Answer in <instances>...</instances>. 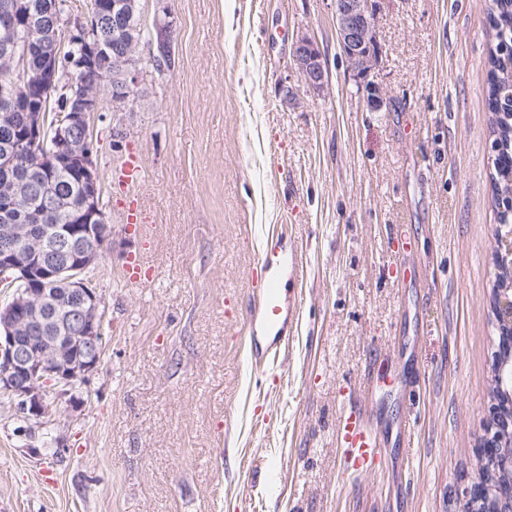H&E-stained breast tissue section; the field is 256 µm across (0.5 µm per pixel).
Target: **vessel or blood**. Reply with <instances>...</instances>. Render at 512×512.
<instances>
[{"mask_svg": "<svg viewBox=\"0 0 512 512\" xmlns=\"http://www.w3.org/2000/svg\"><path fill=\"white\" fill-rule=\"evenodd\" d=\"M118 181L128 186L144 183L140 162L130 159L113 171ZM258 266L267 282L266 287L254 289L253 304L247 316L249 333V361L253 369L266 371L286 353L291 330L299 310V295L283 288V281H297L299 262L293 251L281 244L268 245L258 260ZM152 268L142 254H134L124 268L128 286L141 287L152 280ZM336 446L344 461V470L350 475L372 471L379 461L384 439L368 409L354 408L336 421Z\"/></svg>", "mask_w": 512, "mask_h": 512, "instance_id": "vessel-or-blood-1", "label": "vessel or blood"}]
</instances>
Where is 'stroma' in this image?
Returning a JSON list of instances; mask_svg holds the SVG:
<instances>
[{
  "label": "stroma",
  "mask_w": 512,
  "mask_h": 512,
  "mask_svg": "<svg viewBox=\"0 0 512 512\" xmlns=\"http://www.w3.org/2000/svg\"><path fill=\"white\" fill-rule=\"evenodd\" d=\"M487 5L375 0L362 80L332 0H141L144 24L172 26L174 67L144 66L128 110L90 120L112 230L91 273L102 358L46 434L18 433L0 393V512H457L497 343ZM303 35L326 64L318 94L294 67ZM131 156L138 188L110 176ZM275 224L302 262L301 308L258 373L241 327ZM135 252L156 273L144 288L121 279ZM402 262L419 278H394ZM361 405L385 411L389 441L354 481L336 420Z\"/></svg>",
  "instance_id": "obj_1"
}]
</instances>
